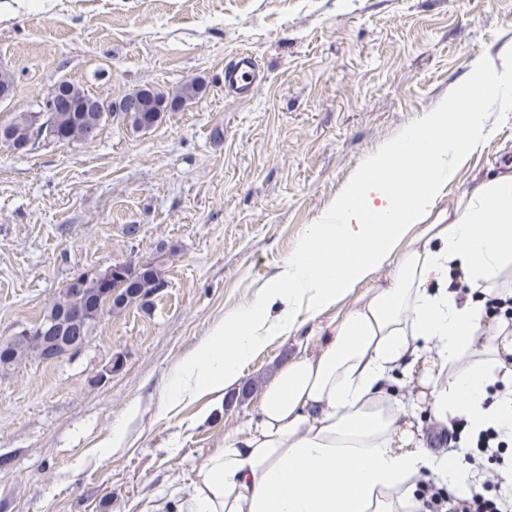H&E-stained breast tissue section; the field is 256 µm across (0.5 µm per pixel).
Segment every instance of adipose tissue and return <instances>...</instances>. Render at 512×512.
I'll return each mask as SVG.
<instances>
[{"mask_svg": "<svg viewBox=\"0 0 512 512\" xmlns=\"http://www.w3.org/2000/svg\"><path fill=\"white\" fill-rule=\"evenodd\" d=\"M469 89L512 112L511 66L477 71ZM488 133L484 113L452 100L371 154L262 293L174 367L165 398H223L270 338L290 336L300 315H318L394 264L387 285L349 309L316 354L278 367L254 416L199 469L190 512H412L434 451L415 411L389 402L400 373L415 378L440 424L462 416L474 430L512 427L511 398L484 402L488 384L512 381V332L483 319L486 297L512 285V173L435 209L455 166ZM415 159L425 174L414 175ZM453 270L468 295L453 289ZM488 331L495 340L484 358L463 363Z\"/></svg>", "mask_w": 512, "mask_h": 512, "instance_id": "adipose-tissue-1", "label": "adipose tissue"}]
</instances>
